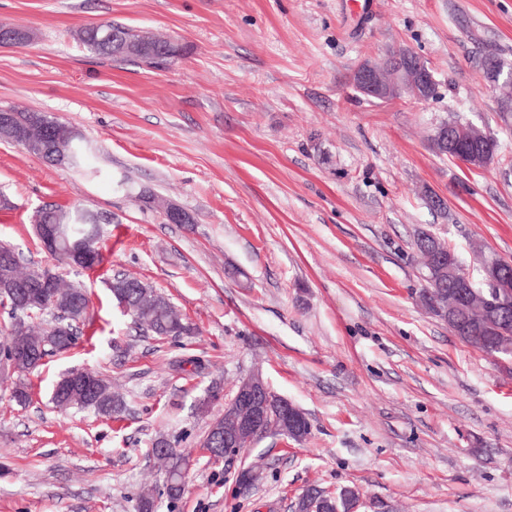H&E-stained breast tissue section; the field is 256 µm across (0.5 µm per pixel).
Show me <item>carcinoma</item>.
<instances>
[{
    "mask_svg": "<svg viewBox=\"0 0 512 512\" xmlns=\"http://www.w3.org/2000/svg\"><path fill=\"white\" fill-rule=\"evenodd\" d=\"M121 33L125 38L139 44L138 53L129 56L123 50L112 45V40L99 41L100 33L108 31ZM80 38L95 54L105 58H116L143 63L150 67H160L181 56L183 47L170 40L160 39L154 35L141 36L132 29L118 23L89 25L80 31ZM16 124L30 133L40 120H53V117L33 111H13ZM58 153L66 156V165L80 170H88L86 159L92 152L91 145L76 134L67 141L55 143ZM57 239V253L60 262L69 267L76 266L74 259L82 256L87 247H97L103 234L102 220L98 212L81 209L75 212L50 205ZM10 278L17 284L11 291L0 288V307L7 310L9 324L0 331V351L8 350L12 330L20 326L25 329L26 337L33 344L36 356L34 360L19 359L15 373L22 376L32 373L44 365V359L61 355L78 344L79 336L74 325L86 320L89 313L90 299L81 285L64 279L59 273L48 268L23 265L19 260L8 269ZM47 278L51 288L47 289V305L24 306L25 284L38 278ZM108 288L117 303H125L133 310L134 325L146 335L159 339L178 338L188 334V321L176 309L170 299L141 279L129 274H122L109 283ZM95 392L89 397L63 394L59 386H54L51 402L61 410H92L96 414L110 418L122 411L123 397L112 389V382L97 372H91ZM224 430V419L220 418L210 424L202 449L208 457L224 456V449L214 441L213 428ZM179 438L159 435L152 444L151 453L158 468L165 476L172 479L165 493L169 502L179 500L185 493L183 484L177 480L186 455L178 449ZM162 448H172L174 452L163 454ZM155 490L146 486L141 491L136 505L137 512H156ZM294 512H337L336 498L330 494L311 488L299 496L294 503Z\"/></svg>",
    "mask_w": 512,
    "mask_h": 512,
    "instance_id": "cac0c4a2",
    "label": "carcinoma"
}]
</instances>
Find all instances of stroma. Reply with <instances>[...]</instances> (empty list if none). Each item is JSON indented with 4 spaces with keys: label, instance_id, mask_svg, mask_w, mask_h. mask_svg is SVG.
Listing matches in <instances>:
<instances>
[{
    "label": "stroma",
    "instance_id": "stroma-1",
    "mask_svg": "<svg viewBox=\"0 0 512 512\" xmlns=\"http://www.w3.org/2000/svg\"><path fill=\"white\" fill-rule=\"evenodd\" d=\"M1 22L33 38L0 46V109L75 127L95 171L0 140V242L53 269L32 229L41 206L108 222L103 263L71 275L91 300L78 345L27 375L26 405L0 391V512H135L160 481L161 433L193 465L159 512H293L310 487L359 490L357 512H512V363L418 307L414 246L425 229L463 259L480 242L512 260V120L478 63L491 48L512 62V0H0ZM108 22L184 53L159 69L100 57L78 32ZM397 48L426 61L436 96L356 90L358 66ZM451 118L497 139L494 163L472 170L432 151ZM143 190L194 223H168ZM118 272L166 294L194 335H141L108 290ZM189 356L200 370L177 369ZM256 367L310 434L241 452L261 465L243 490L200 443ZM72 368L118 386L120 419L53 408ZM214 380L223 400L197 412Z\"/></svg>",
    "mask_w": 512,
    "mask_h": 512
}]
</instances>
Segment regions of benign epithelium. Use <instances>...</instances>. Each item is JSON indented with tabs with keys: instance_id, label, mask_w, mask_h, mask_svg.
<instances>
[{
	"instance_id": "1",
	"label": "benign epithelium",
	"mask_w": 512,
	"mask_h": 512,
	"mask_svg": "<svg viewBox=\"0 0 512 512\" xmlns=\"http://www.w3.org/2000/svg\"><path fill=\"white\" fill-rule=\"evenodd\" d=\"M487 79L499 92L502 108L512 105V65L498 60H488L485 65ZM354 84L357 90L367 97L392 100L402 96L422 102L436 93L433 75L425 62L414 52L401 49L388 55L384 60L362 63L355 72ZM66 128L54 124L42 128L41 142H36L27 134L14 130L11 114L0 113V138L29 149L47 154L45 161L55 166L62 165V157L51 154V144L59 141ZM489 133L472 123L450 121L439 128L433 136L432 148L444 153L466 143L473 149L456 154L454 159L470 169H485L495 160L497 152L485 146ZM169 223L188 224L193 216L180 205L168 203ZM35 232L45 250L56 248V236L50 218L38 211L35 216ZM478 271L481 284L489 289L490 306L485 310L484 320L475 321L469 316L470 293L476 286L473 271ZM455 288V296L448 305L435 306L432 315L447 322L465 335H489V327L499 319L503 308L512 303V284L503 271V263L497 261L493 252L477 247L472 251L471 265H466L448 243L431 236L430 259L421 267L419 278L423 284H432L443 276ZM281 413L283 430L298 433V428L308 422L305 413L290 400L273 393L261 372L254 371L243 377L224 413L234 416V426L224 430V456L230 460L242 449L254 444L257 434L264 429L267 417L272 411Z\"/></svg>"
}]
</instances>
